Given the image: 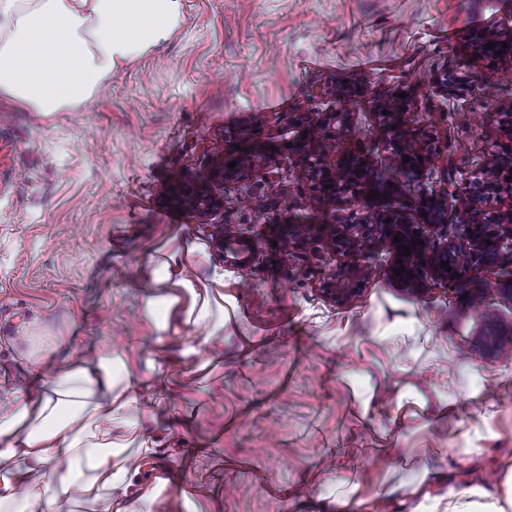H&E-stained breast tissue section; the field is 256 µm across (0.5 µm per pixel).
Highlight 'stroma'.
Masks as SVG:
<instances>
[{"instance_id":"stroma-1","label":"stroma","mask_w":512,"mask_h":512,"mask_svg":"<svg viewBox=\"0 0 512 512\" xmlns=\"http://www.w3.org/2000/svg\"><path fill=\"white\" fill-rule=\"evenodd\" d=\"M182 13L169 43L75 110L43 122L0 97V380L32 381L77 352L125 346L149 358L148 255L181 232L235 308L208 375L186 383L175 359L158 375L174 394L155 392L144 421L181 445L156 459L171 478L167 512H188L178 491L194 484L209 492L201 512H316L351 484L382 493L384 512H408L403 499L425 474L439 495L504 497L512 350L482 357L478 300L414 290L383 251L336 303L325 290L340 254L267 240L275 224L372 216L361 196L324 197L321 177L355 149L371 175L391 172L378 130L390 93L402 97L408 146L426 158L421 186L457 190V223L490 154H512V56L466 49L470 32L512 30V0H182ZM449 72L483 85L444 93L437 80ZM332 112L347 119L330 121L329 151L289 155L280 128ZM248 129L262 162L224 178L223 154ZM188 179L221 190L212 221L262 241L258 264L225 265L175 205L170 189ZM382 310L414 321L376 337ZM373 393L382 404L362 409ZM390 437L398 451L387 456Z\"/></svg>"}]
</instances>
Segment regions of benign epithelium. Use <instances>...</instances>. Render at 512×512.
Wrapping results in <instances>:
<instances>
[{"instance_id":"benign-epithelium-1","label":"benign epithelium","mask_w":512,"mask_h":512,"mask_svg":"<svg viewBox=\"0 0 512 512\" xmlns=\"http://www.w3.org/2000/svg\"><path fill=\"white\" fill-rule=\"evenodd\" d=\"M492 42L494 46L486 47ZM508 45L512 52V34L504 35L496 30L485 29L472 37L470 52L479 57L496 53ZM478 79L472 75L459 76L453 74L439 81V89L448 94L460 91H473ZM404 120L401 113L394 112L390 120L384 122L380 131L384 139L391 141L400 156L408 155L401 143L405 142L406 133L403 130ZM322 132L323 140L327 141L332 133L326 130L325 122L320 118L307 116L298 123H288L281 128V135L288 136V150H299L306 139L316 132ZM244 159V163L233 168L225 167L226 175H234L247 171L255 166L257 150L252 143V135H247L239 142V148L232 150ZM360 152L354 151L344 157L340 163L343 188L351 189L356 194L378 193L381 196H407L416 194L415 203L419 208L424 223L410 224L400 211L392 214L382 212L375 215L373 224H315V235L307 237L298 232L296 224H278L279 238L286 248H304L310 241L325 240L336 250L342 252L346 262L342 265L345 277L331 287L325 289L326 295L333 301H346L354 292L349 287L353 278L364 272L361 261L371 253L384 249L394 251L395 258L402 263L395 264L394 271L400 273V278L409 283H419L424 274H429L430 280L455 287L458 292L469 298L485 300L491 292L489 284L481 281L478 274L500 265L504 260L512 263V194L497 197V223L484 217L482 210L477 208L478 200L471 201L462 212L461 223L446 224L445 205L455 193L446 191L427 193L413 175L414 167L406 166L404 180L394 181L389 178L371 179L367 168L362 164ZM172 199L183 210L196 218L214 250L224 255V261L229 265L245 267L254 263L261 248L257 241L237 236L235 242L242 245L241 250L228 247L231 235L224 229L215 231L211 224V215L224 206V198L208 187H200L192 181H186L172 191ZM393 220H388V217ZM444 230V241L437 244L431 240L430 230ZM400 241H394V236ZM449 261L456 264L454 273H448L441 262ZM490 328L489 335L479 336L476 343L486 356H494L512 349V327L506 331L499 328L498 318L483 320Z\"/></svg>"}]
</instances>
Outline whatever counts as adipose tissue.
Segmentation results:
<instances>
[{"label": "adipose tissue", "instance_id": "ef3b65f1", "mask_svg": "<svg viewBox=\"0 0 512 512\" xmlns=\"http://www.w3.org/2000/svg\"><path fill=\"white\" fill-rule=\"evenodd\" d=\"M183 22L181 0H0V97L45 115L88 102L124 64L168 42ZM154 278L142 291L156 360L176 352L206 370L204 354L223 345L232 314L222 279L195 273L193 256L174 263L154 256ZM196 335H189V328ZM139 379L121 351L71 355L40 380L13 387L0 408V512H162L170 480L148 471L160 435L144 429L135 395ZM46 465L44 483L28 481L23 463ZM410 512H512L467 493L434 495L420 483Z\"/></svg>", "mask_w": 512, "mask_h": 512}]
</instances>
